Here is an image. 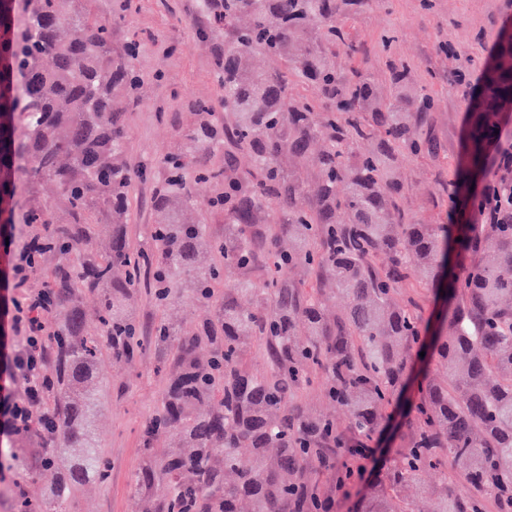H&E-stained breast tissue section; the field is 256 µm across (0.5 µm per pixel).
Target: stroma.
Masks as SVG:
<instances>
[{"instance_id":"35a3bbf8","label":"stroma","mask_w":512,"mask_h":512,"mask_svg":"<svg viewBox=\"0 0 512 512\" xmlns=\"http://www.w3.org/2000/svg\"><path fill=\"white\" fill-rule=\"evenodd\" d=\"M139 9L113 29L112 44L121 46L132 34H140L144 46L138 65L147 73L162 72L158 82L147 84L140 106L131 112L126 160L134 167L154 162L177 145V129L190 115L182 108L187 98L219 101L221 90L213 78V53L223 43V33L211 41L196 38L205 23L200 0H137ZM352 38L367 47L368 59L339 57L342 69L360 67L371 77L381 72L380 39L395 33L394 52L413 67L417 83H431L437 100L433 128L444 153L441 169L452 176L461 155L469 89L448 81V68L459 64L479 76L499 33L512 28V0H372L368 9L346 22ZM405 207L411 222L440 224L446 205L433 199L427 164L416 162L404 170ZM155 184L135 181L129 200V221L124 236L132 250L151 248L156 221L153 203ZM209 185L191 187V201L184 216L189 223L206 225L211 236L224 235V213L211 208ZM134 313L143 328V344L133 360L101 358V387L96 429L101 449L110 464L106 481L84 484L68 505L69 512H160L171 487L167 480H147L145 468L175 448L189 445L172 431L155 436L143 448L141 431L164 396L178 366L168 344L159 342L152 330L159 320L178 326L200 320L205 308L188 292L179 293L168 308H159L150 290L139 287Z\"/></svg>"}]
</instances>
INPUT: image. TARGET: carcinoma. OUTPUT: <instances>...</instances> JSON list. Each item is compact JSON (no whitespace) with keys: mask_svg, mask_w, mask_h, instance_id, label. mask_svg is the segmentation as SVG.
Here are the masks:
<instances>
[{"mask_svg":"<svg viewBox=\"0 0 512 512\" xmlns=\"http://www.w3.org/2000/svg\"><path fill=\"white\" fill-rule=\"evenodd\" d=\"M369 2L202 0L211 25L224 29L214 50L224 119L212 104L188 100L195 119L177 149L133 171L128 114L150 75L136 67L139 42H111L133 0H114L110 24L90 19L80 0H0V242L41 239L35 267L61 256L46 284L56 310L49 390L21 432L43 451L10 461L20 475L48 478L49 494L41 502L14 494L12 512H66L80 486L109 477L93 428V383L104 354L129 358L141 346L132 290L147 280L161 305L179 291L212 305L226 265L242 278L224 288L214 315L156 328L157 338L176 344L180 370L145 442L176 429L193 445L172 450L161 469L174 479L166 512H238L241 500L252 512H317L321 491L311 474L329 468L328 448L345 457L336 488L354 474L363 482L346 512H413L418 500L431 501L434 512H486L489 503L512 512V223L477 226L467 214L484 204L468 198L470 172L493 180L505 140L512 36L499 38L482 71L453 178L434 175L448 223L414 224L402 172L412 159L440 158L431 131L436 100L411 83L401 61L385 64V96L362 69L337 65L341 54L363 55L345 21ZM256 55L267 66L251 67ZM292 76L311 93H290ZM311 163L317 173L308 181L300 172ZM150 177L160 217L147 254L128 249L121 228L132 181ZM46 181L60 191L64 222L52 207L24 202ZM198 182L224 210L222 239L182 222ZM304 194L307 207L298 204ZM98 213L112 224L105 255L94 249ZM117 266L122 281L114 280ZM294 269L329 275L344 307L327 313L317 294L288 280ZM420 288L448 297L428 343ZM79 290L99 297L100 341L82 337ZM241 295L251 296L250 306ZM203 342L214 347L205 367L185 358ZM256 342L265 345L262 371L249 367ZM420 358L427 369L419 398L389 467L351 468L387 426ZM312 387L349 410L346 428L294 404ZM61 448L78 449L65 470L55 462ZM217 455L222 469L213 465ZM450 464L466 493L446 479L425 485L427 471Z\"/></svg>","mask_w":512,"mask_h":512,"instance_id":"obj_1","label":"carcinoma"}]
</instances>
